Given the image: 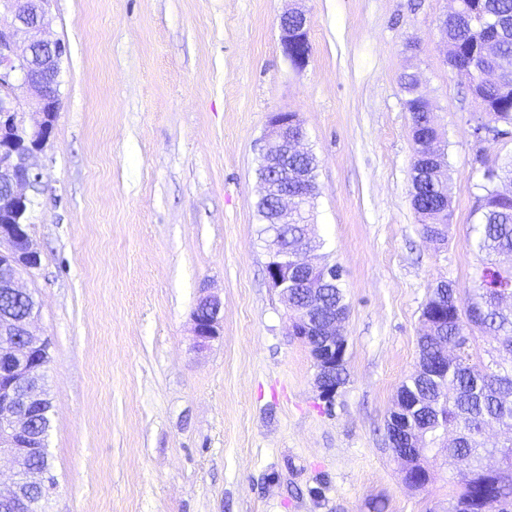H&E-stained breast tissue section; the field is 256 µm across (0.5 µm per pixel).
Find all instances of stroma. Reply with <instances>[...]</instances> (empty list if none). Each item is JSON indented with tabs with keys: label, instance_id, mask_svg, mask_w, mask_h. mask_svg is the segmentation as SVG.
Masks as SVG:
<instances>
[{
	"label": "stroma",
	"instance_id": "obj_1",
	"mask_svg": "<svg viewBox=\"0 0 512 512\" xmlns=\"http://www.w3.org/2000/svg\"><path fill=\"white\" fill-rule=\"evenodd\" d=\"M290 0H53L67 50L21 288L49 336L44 512H446L448 466L408 488L385 424L439 281L473 288L478 104L445 61L450 0H305L311 55L284 56ZM418 72L447 154L445 242L411 205L400 76ZM319 161L313 231L349 305L347 381L322 399L265 273L256 170L270 116ZM223 330L195 351L201 288Z\"/></svg>",
	"mask_w": 512,
	"mask_h": 512
}]
</instances>
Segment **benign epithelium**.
<instances>
[{"instance_id": "1", "label": "benign epithelium", "mask_w": 512, "mask_h": 512, "mask_svg": "<svg viewBox=\"0 0 512 512\" xmlns=\"http://www.w3.org/2000/svg\"><path fill=\"white\" fill-rule=\"evenodd\" d=\"M52 0H0V179L8 182L4 200L6 220L0 222V292L18 299L34 300L22 290L20 281L40 266V254L30 237L28 215L37 205L35 193L42 184V174L33 163L52 134L60 109L58 88L46 83L45 76L59 70L64 45L46 35ZM308 19L305 10L296 6L279 16V40L282 52L297 69L307 66L310 58ZM487 105L474 118L473 135L478 140L499 139L504 134L483 120ZM306 134L301 123L288 121V113L278 112L269 120L261 160L279 174V181L303 182L307 173L302 167H288V158L307 157ZM260 196L274 201L273 223L293 224L301 213L303 197L294 192L273 188L260 180ZM319 250L309 236L299 237L291 247H283L274 237L273 253L266 265L267 279L279 291L291 314L295 336L303 338L316 329L321 345L310 349L315 368V384L320 396L332 400L336 386L328 383L336 372V363L346 359L347 341L341 335L344 317L331 314L326 319H312L318 310L326 283L334 280L336 266L309 259ZM302 272L311 303L298 308L290 298L291 275ZM222 302L219 296L202 290L192 315L195 346L204 349L221 330ZM37 306L22 317L0 311V460L10 463L9 474L0 472V512H37L39 502L29 489L46 492L48 471L30 464V459L45 455L46 438L34 432L35 410L46 399L45 346L47 337L37 334L34 322ZM425 454L402 453L405 483L414 489L423 481L410 475L411 468Z\"/></svg>"}]
</instances>
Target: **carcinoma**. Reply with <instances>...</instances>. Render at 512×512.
Returning <instances> with one entry per match:
<instances>
[{
  "instance_id": "obj_1",
  "label": "carcinoma",
  "mask_w": 512,
  "mask_h": 512,
  "mask_svg": "<svg viewBox=\"0 0 512 512\" xmlns=\"http://www.w3.org/2000/svg\"><path fill=\"white\" fill-rule=\"evenodd\" d=\"M465 15L448 22L444 31L450 56L454 64L473 71L477 78L475 92L488 104L484 119L492 124L512 125V71L506 73L493 61L480 58L475 52L476 41L494 32L488 21L497 19L502 24L498 33V51L503 58H512V0H463ZM405 104L411 114L412 128L419 137L415 146L411 204L423 224V234L433 242L443 236V220L438 203L445 200L448 179L445 176V155L438 163L426 162L430 140L439 136L428 123L425 112L417 107L421 93L411 75L402 78ZM488 176L481 186L475 213L477 222L472 226L473 248L480 257L481 269L474 288L463 299L458 297L453 283L441 290L434 288L423 308V314H441L438 334L455 344L451 363L442 362L439 349L430 342L418 341L424 372L411 373L398 388L397 394H415L426 401V406L439 401L438 420L423 423L419 411L411 413V420L420 437L415 440L421 448H432L441 441L442 431H459L461 437H448L443 444L448 460L458 455L472 459V473L460 470L450 478L453 486L451 501L470 502L484 493L488 512L496 507H512V470L501 474L485 473L480 464L498 448L487 446L483 431L496 424L509 434L512 443V360H498L497 352L512 356V300L504 305L497 296L496 285L512 284V157L489 165ZM307 196L304 210L296 224H279L276 230L293 240L310 230L314 201L318 194L317 167L308 171L307 183L301 186ZM328 306L345 312L347 304L341 287V273L324 291ZM477 328L491 337L490 348L479 353L469 344L468 332Z\"/></svg>"
}]
</instances>
